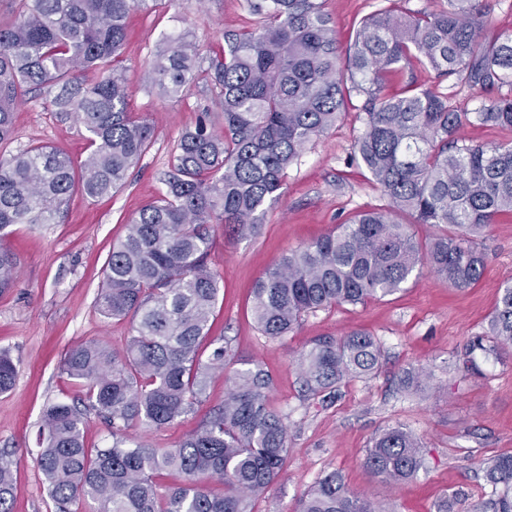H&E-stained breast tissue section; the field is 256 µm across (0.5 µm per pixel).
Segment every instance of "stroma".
I'll list each match as a JSON object with an SVG mask.
<instances>
[{"mask_svg":"<svg viewBox=\"0 0 512 512\" xmlns=\"http://www.w3.org/2000/svg\"><path fill=\"white\" fill-rule=\"evenodd\" d=\"M386 0H324L323 9L348 46L364 16ZM259 21L246 0H154L151 10L127 21L122 65L130 108L154 123L156 134L125 184L111 197L90 200L74 193L63 223L17 224L0 239L18 260V278L0 294V350L17 367L11 391L0 394V452L14 462L16 495L12 512H55L36 457L38 429L46 404H81L83 391L60 368L72 346L91 339L123 350L130 320L98 315L94 302L103 265L124 226L156 201L170 168L180 133L206 111L216 131L224 114L209 80L198 79L181 99L162 96L148 81L147 65L163 36L190 30L208 57L224 35L255 27ZM403 79L422 88L441 85L459 111L497 97V90L475 91L439 80L435 71L414 66ZM52 92L35 91L15 112L9 151L48 144L83 156L85 130L60 118ZM365 114L351 106L336 125L314 139L287 174L282 194L267 208L256 234L237 236L216 228L207 262L220 273L222 289L211 334L229 342L236 359L267 369L274 385L270 408L287 414L288 458L254 512H295L299 498L320 478L338 472L352 491L390 512H493L488 503L483 463L512 453V348L496 346L485 331L504 285L512 284V218L500 219L477 238L485 272L474 287L460 291L423 272L404 291L357 305H339L308 314L288 336L272 339L258 331L251 313V288L279 259L328 233L360 211L383 205L378 188L352 157V144ZM369 333L385 352L381 371L371 378L343 381L331 399L304 392L297 355L317 336ZM484 347L470 351L475 339ZM422 368L432 385L404 388L400 377ZM225 376L213 375L195 413L163 429L136 428L155 448H172L197 429L210 408L224 400ZM411 429L423 443V468L413 480H381L364 465L370 439L386 426Z\"/></svg>","mask_w":512,"mask_h":512,"instance_id":"stroma-1","label":"stroma"}]
</instances>
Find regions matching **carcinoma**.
<instances>
[{
    "label": "carcinoma",
    "mask_w": 512,
    "mask_h": 512,
    "mask_svg": "<svg viewBox=\"0 0 512 512\" xmlns=\"http://www.w3.org/2000/svg\"><path fill=\"white\" fill-rule=\"evenodd\" d=\"M149 0H12L0 12V145L11 142L18 105L32 91L55 90L60 117L86 130L84 158L48 146L0 154V238L15 224H60L72 194L102 199L121 187L154 136L132 115L119 67L126 20ZM259 26L229 33L211 51L206 74L224 112V132L208 113L182 133L160 198L125 225L103 269L95 310L132 316L123 351L101 340L67 350L61 368L83 385L85 408L112 429V444L89 448L84 413L49 404L39 430L38 467L56 512L91 501L93 512H254L253 502L279 476L288 455L282 414L266 404L273 387L255 363L227 378L224 403L174 448L131 436L160 429L202 401L208 380L231 364L223 339H209L221 276L207 257L216 224L240 235L262 223L281 194L288 168L307 144L332 128L354 97L366 118L354 157L386 204L355 215L279 260L253 285L252 316L261 333L281 338L309 313L363 303L404 290L426 268L466 289L483 276L474 237L512 215V142L471 145L466 124L512 131V97L459 112L439 86L408 82L384 95L385 79L417 63L471 89L512 88V31L485 35V0H446L436 11L406 15L382 7L367 15L346 50L319 0H251ZM190 31L164 37L149 64L151 83L171 98L188 95L196 78ZM445 224L454 234L420 240L397 216ZM17 260L0 247V292L14 287ZM489 335L512 345V285L498 298ZM383 350L351 332L319 336L296 359L305 391L327 396L347 378L378 371ZM16 365L0 351V393ZM365 464L389 482H405L424 465L421 441L403 427L380 430ZM166 471L181 486L161 491ZM489 502L512 512V454L485 467ZM211 481L224 494L210 493ZM12 460L0 456V512H11ZM298 512H388L345 486L332 472L300 499Z\"/></svg>",
    "instance_id": "carcinoma-1"
}]
</instances>
